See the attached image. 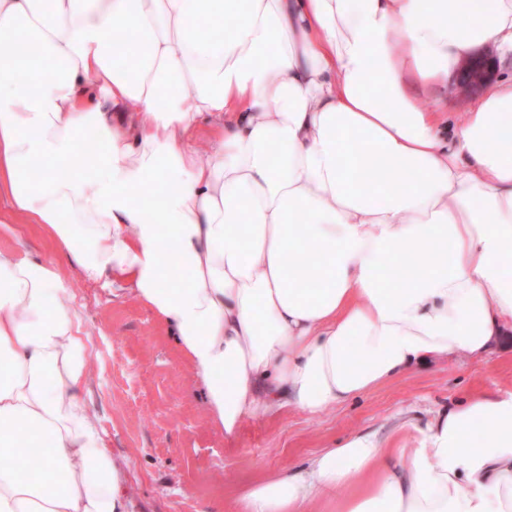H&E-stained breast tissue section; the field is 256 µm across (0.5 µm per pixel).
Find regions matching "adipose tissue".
Wrapping results in <instances>:
<instances>
[{
    "label": "adipose tissue",
    "instance_id": "adipose-tissue-1",
    "mask_svg": "<svg viewBox=\"0 0 512 512\" xmlns=\"http://www.w3.org/2000/svg\"><path fill=\"white\" fill-rule=\"evenodd\" d=\"M489 43L512 55V0H0V225L157 315L228 438L483 356L512 334V81L465 112L419 98ZM65 283L0 247V512H127ZM230 512H512V393L411 448L352 436Z\"/></svg>",
    "mask_w": 512,
    "mask_h": 512
}]
</instances>
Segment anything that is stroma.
I'll return each mask as SVG.
<instances>
[{"label": "stroma", "instance_id": "stroma-1", "mask_svg": "<svg viewBox=\"0 0 512 512\" xmlns=\"http://www.w3.org/2000/svg\"><path fill=\"white\" fill-rule=\"evenodd\" d=\"M33 258L65 266L82 308L93 377L86 399L127 460L131 512H224L259 477L305 465L318 451L356 434L386 437L403 425L425 428L441 408L467 396L512 391V335L480 359L428 364L311 415L295 408L246 419L225 439L208 417L192 371L167 326L132 296H114L85 278L34 226Z\"/></svg>", "mask_w": 512, "mask_h": 512}]
</instances>
